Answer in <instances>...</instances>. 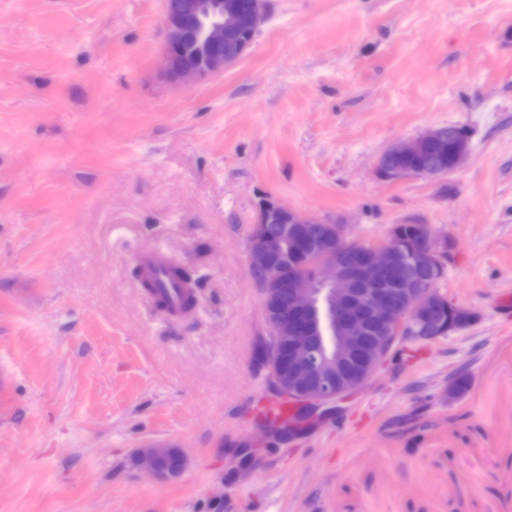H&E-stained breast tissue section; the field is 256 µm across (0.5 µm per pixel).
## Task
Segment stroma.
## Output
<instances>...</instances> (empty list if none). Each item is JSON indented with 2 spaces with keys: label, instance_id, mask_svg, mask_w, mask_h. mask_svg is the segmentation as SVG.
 I'll return each instance as SVG.
<instances>
[{
  "label": "stroma",
  "instance_id": "35a3bbf8",
  "mask_svg": "<svg viewBox=\"0 0 512 512\" xmlns=\"http://www.w3.org/2000/svg\"><path fill=\"white\" fill-rule=\"evenodd\" d=\"M246 54L160 76L163 0H0V512H512V0H266ZM453 124L443 178L380 179L391 144ZM383 242L447 239L471 312L398 337L293 438L249 266L262 199ZM196 281L169 320L136 256ZM468 390L449 397L454 374ZM180 449L166 482L137 448ZM295 405L287 397L273 396L253 404V419L262 426L280 427L285 430L296 419ZM165 455V448L147 446L138 448L135 452V461L139 467L147 469L159 481H166L180 475L188 465L187 458L178 453L176 469H169L162 465V457Z\"/></svg>",
  "mask_w": 512,
  "mask_h": 512
}]
</instances>
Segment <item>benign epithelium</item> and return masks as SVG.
Segmentation results:
<instances>
[{
    "instance_id": "7a95c632",
    "label": "benign epithelium",
    "mask_w": 512,
    "mask_h": 512,
    "mask_svg": "<svg viewBox=\"0 0 512 512\" xmlns=\"http://www.w3.org/2000/svg\"><path fill=\"white\" fill-rule=\"evenodd\" d=\"M264 0H245L252 33L265 21ZM237 16L224 0H164L163 26L166 48L163 75L175 85L188 88L195 82L221 73L247 52L251 40L236 45L226 43V34L235 27ZM446 149L448 168L435 176L453 173L467 159L470 148L464 133L444 137L437 127L417 137L389 146L378 158V177L396 181L409 176L387 167L385 157L420 154L427 148ZM310 214L268 201L260 205L250 236L249 264L259 274L263 289L265 317L272 329V339L279 342L267 353L275 383L296 393L307 412L314 413L360 389L387 355L393 338L411 336L431 340L459 328L457 313L463 308L448 301L432 308L431 289L436 287L448 253V241L433 235L426 224L419 225V235L411 252L402 250L394 235L373 246H359L348 264L340 252L325 248L318 237L297 233L300 224H322ZM319 254L315 279L296 274H282L284 262L300 269L303 260ZM425 266L433 270L424 283H400L396 288H360L399 262ZM328 286L333 300L326 312L331 344L316 340L320 320L313 305L319 287ZM165 449L139 448L136 464L160 481L180 475L188 465L178 454V467L162 465Z\"/></svg>"
}]
</instances>
